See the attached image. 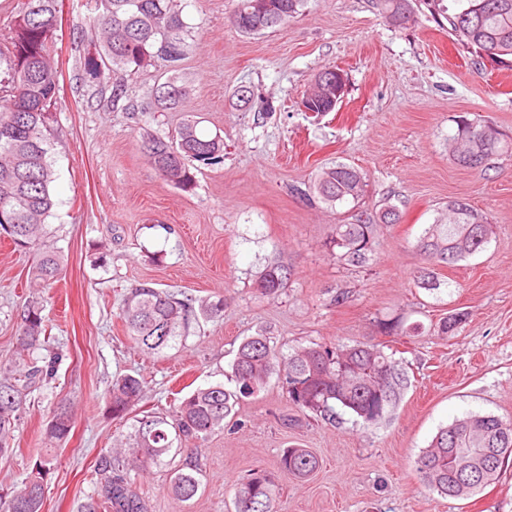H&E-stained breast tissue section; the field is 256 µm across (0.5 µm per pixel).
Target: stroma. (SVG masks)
Listing matches in <instances>:
<instances>
[{
    "instance_id": "obj_1",
    "label": "stroma",
    "mask_w": 512,
    "mask_h": 512,
    "mask_svg": "<svg viewBox=\"0 0 512 512\" xmlns=\"http://www.w3.org/2000/svg\"><path fill=\"white\" fill-rule=\"evenodd\" d=\"M236 0H181L192 34L183 68L190 82L185 112L153 105L161 69L129 70L135 109L112 110L84 63L97 42L88 27L94 0H61L53 58L60 71L53 146L55 207L51 247L62 256L58 282L31 283V252L0 236V363L16 351L29 300L42 305L50 338L41 354L56 358L51 376L28 397L0 456V493L20 487L36 458L52 451L43 512H79L95 488V462L132 430L113 419L105 393L113 378H144L133 414L168 411L175 392L225 381L240 342L267 333L282 353L315 343L374 340L393 352L409 382L397 406L364 426L348 413L335 421L301 413L273 375L235 417L240 427L194 443L201 486L189 501L168 489L169 471L137 482L148 512H230L233 485L250 470L275 473L278 512H512V460L499 479L468 499L430 491L415 472L417 455L438 429L469 414L512 422V159L487 171L453 163L448 136L459 116L512 136V71L472 64L444 11L412 0L413 22L396 25L371 0H303L295 18L245 35L228 18ZM335 65L347 76L334 111L307 112L301 100L315 75ZM254 97L239 109L237 91ZM194 115L200 129L224 139V162L197 174L183 192L167 185L142 152L144 132L166 135ZM335 162L367 179L365 208L390 198L398 224L382 228L366 266L337 263L326 241L343 212L308 195L315 173ZM468 199L496 228L487 248L437 268L440 286L419 287L414 243L448 200ZM105 260H98V246ZM273 261L288 266L276 298L254 289ZM150 283L196 298H223L224 317L198 320L183 346L162 357L134 348L119 318L124 294ZM347 300L336 305L337 293ZM464 314L453 332L438 325ZM383 319L411 335L381 334ZM73 427L49 445L44 429L59 402ZM312 449L313 475L279 469L283 449Z\"/></svg>"
}]
</instances>
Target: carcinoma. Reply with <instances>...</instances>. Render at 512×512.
<instances>
[{"label": "carcinoma", "instance_id": "cac0c4a2", "mask_svg": "<svg viewBox=\"0 0 512 512\" xmlns=\"http://www.w3.org/2000/svg\"><path fill=\"white\" fill-rule=\"evenodd\" d=\"M461 7L448 15L452 33L478 60H490L512 70V0H457ZM378 12L393 22L409 21L410 0H372ZM58 0H22L9 31L0 34V232L15 247L32 250L36 260L30 279L42 287L61 272L60 254L46 245L53 234L49 218L55 205V170L51 150L56 139L54 109L60 73L51 61L53 28ZM301 0H237L230 24L243 34H258L288 23ZM90 27L100 34L99 50L87 59V74L112 82V110H128L124 76L132 66L156 65L170 73L171 85L157 87L155 106L177 109L188 94L180 76L188 36L177 0H95ZM302 104L328 108L326 85L315 76ZM199 121L188 115L165 137L144 135L151 166L167 184L188 192L196 173L224 162V139L208 136ZM452 161L461 168L488 170L494 161L512 157V139L488 124L464 116L448 138ZM366 180L357 168L337 162L322 169L310 191L329 205L360 206ZM362 219L334 224L328 237L331 255L351 266L367 264L379 246L380 228L399 220L396 206L361 212ZM485 226L479 239L472 225ZM495 234L487 215L465 198L448 201L446 212L427 225L414 244L428 270L415 276L428 289L437 288L434 267L452 265L485 250ZM288 267L273 263L254 281L263 297L275 298L286 288ZM224 316V299L198 302L178 298L147 283L129 289L120 318L134 346L150 355L183 344L197 317ZM46 324L40 302L23 310L18 357L0 364V456L11 451L15 424L25 409L32 385L53 372V361L38 365L45 343ZM235 387L216 383L195 389L169 413L150 412L136 420L134 433L119 448L101 454L96 463L94 496L82 512H144L135 475L152 465L170 467L169 489L181 501L192 499L200 486V465L168 459L174 444L205 441L228 426L227 418L243 399L260 392L274 374H283L289 402L323 419L336 418V408L353 414L365 425L377 423L399 401L408 381L392 356L380 344H312L285 356L263 333L239 344L230 365ZM145 395L144 381L134 375L118 377L109 390L112 415L123 419ZM72 427L70 407L61 405L45 428L48 439L65 440ZM512 459V423L492 415H468L442 427L415 460L421 479L444 498L469 497L500 476ZM320 467L308 448L283 450L280 469L307 477ZM47 454L35 461L23 487L0 496V512H42L44 481L54 471ZM278 484L274 474L251 470L234 484V512H277Z\"/></svg>", "mask_w": 512, "mask_h": 512}]
</instances>
